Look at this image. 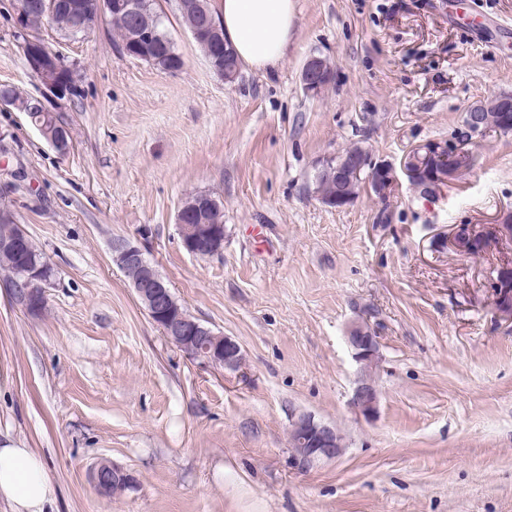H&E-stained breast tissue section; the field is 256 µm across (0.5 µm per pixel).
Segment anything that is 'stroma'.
<instances>
[{"mask_svg":"<svg viewBox=\"0 0 512 512\" xmlns=\"http://www.w3.org/2000/svg\"><path fill=\"white\" fill-rule=\"evenodd\" d=\"M295 0L288 53L234 81L209 66L160 0L185 65L126 57L107 22L39 35L81 73L58 115L57 153L26 114L0 109V204L49 259L35 317L0 286V445L35 449L52 512H512V322L492 308L498 259L441 246L456 224L512 217V133L469 149L474 169L421 193L401 168L429 141L461 144L467 112L512 94V0ZM0 0V85H41ZM332 81L305 91L309 57ZM398 168L387 200L323 204L316 179L352 145ZM206 192L224 250L182 247L176 215ZM144 249L176 300L234 338L246 371L204 367L169 343L112 261ZM375 311L381 362L371 418L350 405L361 374L346 330ZM335 425L343 454L301 473L290 411ZM106 458L138 483L99 495Z\"/></svg>","mask_w":512,"mask_h":512,"instance_id":"obj_1","label":"stroma"}]
</instances>
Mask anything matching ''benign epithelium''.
Returning <instances> with one entry per match:
<instances>
[{
	"mask_svg": "<svg viewBox=\"0 0 512 512\" xmlns=\"http://www.w3.org/2000/svg\"><path fill=\"white\" fill-rule=\"evenodd\" d=\"M84 31L93 28L99 18L112 10L121 9L137 17V22L151 33L146 20L139 18L146 5L140 0H82ZM30 4L16 3V24L20 47L30 70L39 79L42 93L36 99L22 95L10 88L0 94V107H13L27 113L42 137L61 155L69 152L68 128L56 120V105L71 96L76 76L62 54L51 49L43 39L29 34ZM329 66L319 57L309 58L302 68L303 86L317 91L327 80ZM462 160L466 151L450 147L446 141H433L412 150L404 162V171L412 185L420 182V169L428 167L430 178L425 181L427 190L439 189L454 182L457 172L448 153ZM220 206L218 200L206 193L196 194L180 207L176 223L185 250L196 256H210L224 249V227L214 224H192L190 217L197 212ZM0 223L11 224L13 229L0 236V266L7 270L6 285L12 302L31 316L45 311L44 285L50 279L52 266L49 260L31 263L21 258L27 233L16 224L9 210L0 212ZM509 234L501 224H458L449 239L451 248L461 257L484 256L500 249ZM113 261L131 281L136 296L149 318L161 330L162 335L190 357L213 369L236 371L244 365L239 343L230 336L216 332L190 315L175 299L168 284L145 257L143 251L128 242L113 245ZM495 314L512 320V289L491 283ZM346 342L356 362L362 367L376 365L380 358L379 336L368 321L362 319L351 324ZM378 391L374 381L363 376L353 390L351 405L354 410L369 419L378 410ZM291 431L300 435L292 457L296 470L306 471L323 461L334 460L343 453L342 440L334 426L310 413H290ZM89 481L102 496H121L135 489V475L114 462L102 459L89 471Z\"/></svg>",
	"mask_w": 512,
	"mask_h": 512,
	"instance_id": "benign-epithelium-1",
	"label": "benign epithelium"
}]
</instances>
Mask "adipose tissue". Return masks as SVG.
<instances>
[{
  "label": "adipose tissue",
  "instance_id": "1",
  "mask_svg": "<svg viewBox=\"0 0 512 512\" xmlns=\"http://www.w3.org/2000/svg\"><path fill=\"white\" fill-rule=\"evenodd\" d=\"M213 14L226 41L251 68L269 69L284 58L294 0H218ZM55 494L47 466L33 449L0 447V500L11 512H45Z\"/></svg>",
  "mask_w": 512,
  "mask_h": 512
}]
</instances>
